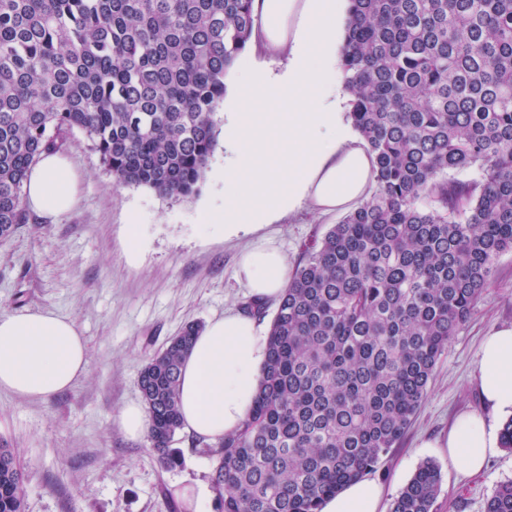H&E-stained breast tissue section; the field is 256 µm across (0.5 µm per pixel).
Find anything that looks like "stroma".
<instances>
[{
	"instance_id": "35a3bbf8",
	"label": "stroma",
	"mask_w": 512,
	"mask_h": 512,
	"mask_svg": "<svg viewBox=\"0 0 512 512\" xmlns=\"http://www.w3.org/2000/svg\"><path fill=\"white\" fill-rule=\"evenodd\" d=\"M65 153L82 176L77 202L55 218L30 215L0 240V312L50 310L73 319L87 342L88 370L45 401L1 391L0 445L14 449L28 476L25 512H170L167 492L210 485L216 460L182 431L173 443L180 461L165 469L148 438H130L120 428L122 408L142 400L141 369L185 324L243 310L252 298L236 277L244 249L272 245L297 265L302 244L323 238L342 215L304 212L228 239L200 224L197 212L224 202L223 145H216L188 201L115 185L81 132ZM133 217L135 245L127 234ZM511 324L509 252L438 360L402 442L371 474L383 488V512L427 458L442 473L436 512H483L493 487L512 478L510 450L500 449L485 470L469 474L441 446L459 415L482 408L475 369L483 336Z\"/></svg>"
}]
</instances>
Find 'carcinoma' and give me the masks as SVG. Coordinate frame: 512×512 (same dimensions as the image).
<instances>
[{"mask_svg": "<svg viewBox=\"0 0 512 512\" xmlns=\"http://www.w3.org/2000/svg\"><path fill=\"white\" fill-rule=\"evenodd\" d=\"M348 2L340 68L373 191L304 251L252 411L204 444L222 512H320L375 470L512 252V0ZM257 25L253 0H0V239L29 219L31 166L76 130L116 185L195 195ZM200 331L185 325L140 373L164 467L179 462V378ZM26 481L0 448V512H25ZM441 482L420 462L389 512H433ZM484 512H512V480Z\"/></svg>", "mask_w": 512, "mask_h": 512, "instance_id": "obj_1", "label": "carcinoma"}]
</instances>
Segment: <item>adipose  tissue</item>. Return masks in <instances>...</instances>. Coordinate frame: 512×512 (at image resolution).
Listing matches in <instances>:
<instances>
[{"mask_svg": "<svg viewBox=\"0 0 512 512\" xmlns=\"http://www.w3.org/2000/svg\"><path fill=\"white\" fill-rule=\"evenodd\" d=\"M344 0H254L264 24L252 46L280 58L240 74L224 107L223 211L203 207L201 222L225 236L250 232L309 209H347L366 196L373 158L346 119L348 98L336 86V46L343 34ZM29 207L46 217L77 201L78 177L63 153L49 152L25 183ZM238 276L255 297L278 299L289 278L287 256L260 245L244 251ZM268 341L257 320L228 313L196 336L180 378L187 432L214 443L237 433L258 395ZM85 339L75 321L50 311L0 313V390L44 400L70 389L87 371ZM481 399L512 413V326L485 336L477 353ZM499 436L485 415L457 418L445 446L452 461L482 469ZM382 489L369 479L346 485L322 512H381Z\"/></svg>", "mask_w": 512, "mask_h": 512, "instance_id": "ef3b65f1", "label": "adipose tissue"}]
</instances>
